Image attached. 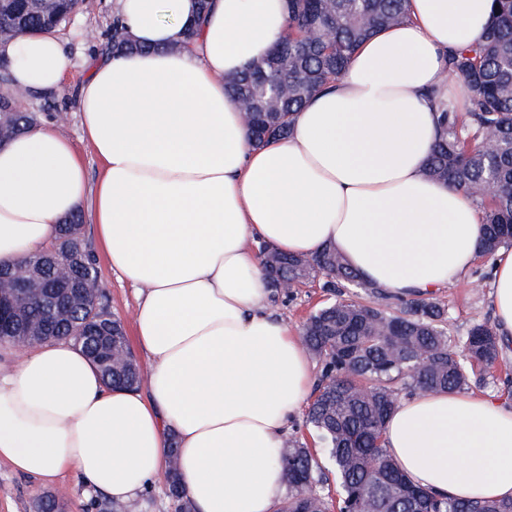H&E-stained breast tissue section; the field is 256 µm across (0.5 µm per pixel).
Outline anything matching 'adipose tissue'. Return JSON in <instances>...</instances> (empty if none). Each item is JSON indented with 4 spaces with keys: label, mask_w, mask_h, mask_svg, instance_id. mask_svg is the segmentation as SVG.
Masks as SVG:
<instances>
[{
    "label": "adipose tissue",
    "mask_w": 512,
    "mask_h": 512,
    "mask_svg": "<svg viewBox=\"0 0 512 512\" xmlns=\"http://www.w3.org/2000/svg\"><path fill=\"white\" fill-rule=\"evenodd\" d=\"M492 0H407L409 17L356 49L309 98L286 139L254 146L226 84L266 58L288 0H113L141 52L91 60L77 108L101 171L34 126L0 147V268L43 251L90 205L97 247L136 290L142 390L107 387L63 339L23 354L0 345V460L42 484L70 472L83 494L139 499L178 460L195 512H276L279 451L309 395L297 333L272 316L256 243L313 255L328 245L364 280L406 296L475 265L480 214L424 169L441 101L472 95L446 56L483 42ZM199 36L181 49L187 29ZM11 88H60L55 33L0 44ZM490 283L512 334V249ZM384 446L415 485L456 499L512 498V405L437 391L400 401Z\"/></svg>",
    "instance_id": "1"
}]
</instances>
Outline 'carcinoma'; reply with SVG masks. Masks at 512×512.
<instances>
[{
	"instance_id": "carcinoma-1",
	"label": "carcinoma",
	"mask_w": 512,
	"mask_h": 512,
	"mask_svg": "<svg viewBox=\"0 0 512 512\" xmlns=\"http://www.w3.org/2000/svg\"><path fill=\"white\" fill-rule=\"evenodd\" d=\"M66 12L65 0H33L19 18L0 21V42L54 31L67 21ZM406 18V0H289L288 34L231 83L252 143L287 138L294 114L340 76L358 45L376 29ZM109 49L142 50L116 14ZM446 68L449 79L465 80L473 95L466 112L451 102L440 112L441 134L425 174L470 196L480 212L479 254L493 257L512 248V0H492L485 42L448 51ZM0 100L7 104L1 140L38 123L34 113L23 110L20 93L3 92ZM78 247L87 252V265L79 267L63 255L43 268L42 280L77 284L89 303L52 315L43 294H35L16 313L13 332L0 338L19 343L30 325L50 319L53 333L68 337L98 365L106 384L134 389L142 378L124 326L102 302L94 256L85 242ZM260 254L274 295L283 281L293 290L317 278L330 295L300 333L306 354L320 368L303 426L332 462L336 494L331 473L305 438L294 435L280 449L288 496L277 512H512V499L458 500L414 485L382 440L385 421L404 396L487 388L503 356L497 325L478 321L457 339L447 304L430 293L394 296L362 280L334 248L288 256L263 246ZM39 261L35 255L0 270V289L26 278ZM167 490L178 512H192L174 472Z\"/></svg>"
}]
</instances>
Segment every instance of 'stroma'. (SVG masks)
Instances as JSON below:
<instances>
[{
  "mask_svg": "<svg viewBox=\"0 0 512 512\" xmlns=\"http://www.w3.org/2000/svg\"><path fill=\"white\" fill-rule=\"evenodd\" d=\"M113 0H81L77 12L56 31L69 64L60 89L45 95L27 96L25 108L35 112L42 123L67 137L84 158L89 180H96L99 165L83 138L76 112L79 85L86 75L84 62L94 55L107 52L112 30ZM98 270L106 293V304L119 317L125 330L133 328L134 288L112 272L105 258H98ZM471 277L436 290L437 298L445 302L452 317L453 333L465 335L473 322L493 318L489 289L471 286ZM326 299L318 282L298 288L293 296H279L270 304L271 311L286 321L291 329H299L309 313ZM55 499L57 512H107L105 495L82 496L70 475H62L56 483L43 485L36 478L17 473L4 460L0 461V512H33L36 501L43 496Z\"/></svg>",
  "mask_w": 512,
  "mask_h": 512,
  "instance_id": "stroma-1",
  "label": "stroma"
}]
</instances>
